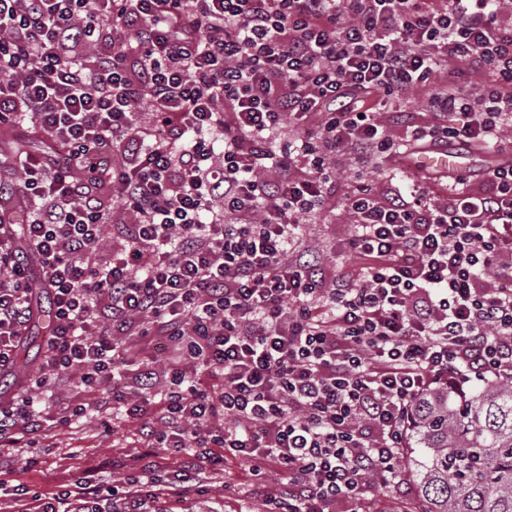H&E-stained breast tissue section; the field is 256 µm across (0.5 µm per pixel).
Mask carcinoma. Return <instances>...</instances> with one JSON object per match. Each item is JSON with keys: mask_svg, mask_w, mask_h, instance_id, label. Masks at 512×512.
Instances as JSON below:
<instances>
[{"mask_svg": "<svg viewBox=\"0 0 512 512\" xmlns=\"http://www.w3.org/2000/svg\"><path fill=\"white\" fill-rule=\"evenodd\" d=\"M398 466L418 488L405 512H512V377L421 395Z\"/></svg>", "mask_w": 512, "mask_h": 512, "instance_id": "1", "label": "carcinoma"}]
</instances>
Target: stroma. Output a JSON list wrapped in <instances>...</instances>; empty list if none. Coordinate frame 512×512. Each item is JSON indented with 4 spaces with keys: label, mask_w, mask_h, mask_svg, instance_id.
<instances>
[{
    "label": "stroma",
    "mask_w": 512,
    "mask_h": 512,
    "mask_svg": "<svg viewBox=\"0 0 512 512\" xmlns=\"http://www.w3.org/2000/svg\"><path fill=\"white\" fill-rule=\"evenodd\" d=\"M429 97V91L424 90L402 102L387 103L380 109L383 123L398 136L405 126L430 121ZM351 232L350 218L339 205L319 223L303 225V244L335 266L337 272L353 273L360 262L346 249ZM48 324L47 316H35L24 344L27 360L13 372L0 374V398L10 399L17 382L38 365L39 347ZM52 399L60 404L81 400L87 413L64 428L45 419L31 447L0 448V512H28V499L15 493L20 485L52 491L92 470L106 482L121 481L136 456L145 450L138 420L113 416L105 388L80 389L72 379L57 376L53 379ZM256 481L248 463L230 457L224 462L223 472L207 475L205 493L174 496L162 491L151 508L153 512H266L264 499L251 492ZM364 496L375 512H400L415 499L416 483L410 476L399 485L370 477Z\"/></svg>",
    "instance_id": "stroma-1"
}]
</instances>
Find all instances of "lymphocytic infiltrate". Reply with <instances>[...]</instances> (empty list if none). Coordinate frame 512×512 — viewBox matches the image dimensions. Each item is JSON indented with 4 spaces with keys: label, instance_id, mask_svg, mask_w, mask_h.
<instances>
[{
    "label": "lymphocytic infiltrate",
    "instance_id": "f902f5d3",
    "mask_svg": "<svg viewBox=\"0 0 512 512\" xmlns=\"http://www.w3.org/2000/svg\"><path fill=\"white\" fill-rule=\"evenodd\" d=\"M500 0H0V125L26 117L46 157L0 161L31 201L0 212V370L52 296L44 363L0 403V444L37 432L47 370L112 386L182 473L86 474L45 512H146L225 458L276 465L268 512H336L367 475L396 480L414 399L512 375V22ZM93 45L91 60L80 61ZM462 58L467 70L447 68ZM486 73L481 93L467 71ZM434 86L432 121L395 140L375 100ZM151 115L139 121V113ZM309 140L277 144L285 118ZM496 151L486 190L412 172L407 145ZM375 153L409 194L350 185L337 275L298 228L332 199L334 159ZM112 184V205L95 187ZM118 221L120 246L103 248ZM166 364L128 368L141 344Z\"/></svg>",
    "mask_w": 512,
    "mask_h": 512
}]
</instances>
